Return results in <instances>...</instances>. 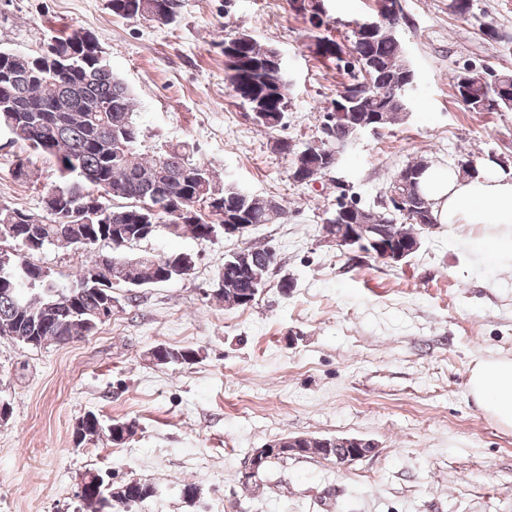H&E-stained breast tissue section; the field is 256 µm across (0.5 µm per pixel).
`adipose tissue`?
Returning a JSON list of instances; mask_svg holds the SVG:
<instances>
[{"label":"adipose tissue","instance_id":"obj_1","mask_svg":"<svg viewBox=\"0 0 512 512\" xmlns=\"http://www.w3.org/2000/svg\"><path fill=\"white\" fill-rule=\"evenodd\" d=\"M420 189L432 202L438 223L481 226V234L463 238L464 247L512 267V172L490 165L463 177L457 170L432 165L422 175ZM469 392L482 410L512 428V359L476 361Z\"/></svg>","mask_w":512,"mask_h":512}]
</instances>
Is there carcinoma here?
Returning a JSON list of instances; mask_svg holds the SVG:
<instances>
[{
	"instance_id": "1",
	"label": "carcinoma",
	"mask_w": 512,
	"mask_h": 512,
	"mask_svg": "<svg viewBox=\"0 0 512 512\" xmlns=\"http://www.w3.org/2000/svg\"><path fill=\"white\" fill-rule=\"evenodd\" d=\"M108 6L122 18L146 19L159 9L168 14L172 24L179 16L180 0H108ZM377 14L382 22L374 34L367 35L361 25L355 26L350 60L342 57V44L333 38L316 36L309 44L315 56L336 62V68L344 70L352 83L365 80L360 66L370 74L357 100L346 101L338 95L326 108L324 118H333V149L357 138L352 113H383V119L371 126L376 131L402 120L411 109L408 91L414 83L413 67L391 29L393 19L380 10ZM81 31L80 27L54 39L55 52L70 60L67 70L52 82L45 80L46 61L39 54H30L14 66V57L0 49V133L52 160L58 188L71 193L61 201L63 208L47 213L46 220L33 225L29 236L21 221L29 212L0 206V242L14 250L12 262L0 268V330H10L14 339L26 346L34 336L40 344L65 345L96 334L109 321L101 317L98 289H122L131 300L136 288L170 282L162 276L165 266L182 255L180 251L148 253L131 264L114 253V261L101 269L99 280L92 283L86 272L97 264L98 256L90 255L75 279L62 283L32 261V256L45 248L62 244L86 251L115 242L117 235L149 229L155 235L162 228L174 237L189 234L208 242L211 231L224 223L228 212H243L245 222L255 225L273 224L287 213L283 201L266 200L227 183L209 166L194 161V147L187 142L159 139L153 147L145 145L148 135L136 120L131 88L113 73L107 57L76 42ZM224 57L226 78L255 113L258 126L266 130L279 127L290 103V83L280 51L259 44L242 28L224 39ZM453 88L472 112L512 110L511 72L488 78L469 70L459 72L453 77ZM99 101L109 103L111 110L88 111ZM276 148L291 156L290 177L300 182L298 174L309 164L308 145L278 140ZM189 168L195 169L199 181L186 191L195 194L204 187L216 188L221 196V204L200 208L190 217L177 212L159 191L162 185L181 187L183 172ZM116 200L126 204L116 205ZM76 204L85 208L84 221L69 224L64 221L63 209ZM422 210L431 212L432 203L417 193L403 220L374 209L367 210V219L384 225L389 237L402 244L417 234L416 215ZM163 216L168 223L162 225ZM151 355L158 365L186 364L195 359L196 351L159 344ZM136 431L134 421L114 420L105 425L94 413L89 418L80 416L75 427L80 444L102 439L122 444ZM135 487L133 492L116 495L108 481H100L90 472L86 490L79 497L89 512H130L132 506L145 502L141 490L150 484L137 481Z\"/></svg>"
}]
</instances>
